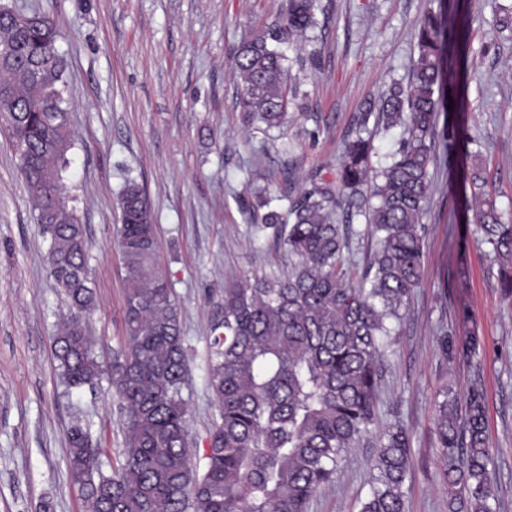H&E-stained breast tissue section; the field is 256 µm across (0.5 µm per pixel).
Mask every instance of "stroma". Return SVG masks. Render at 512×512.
Segmentation results:
<instances>
[{
	"instance_id": "35a3bbf8",
	"label": "stroma",
	"mask_w": 512,
	"mask_h": 512,
	"mask_svg": "<svg viewBox=\"0 0 512 512\" xmlns=\"http://www.w3.org/2000/svg\"><path fill=\"white\" fill-rule=\"evenodd\" d=\"M444 1L468 14L460 36L466 109L448 115L457 148L437 163L424 277L390 358L376 427L399 423L409 431L408 512H448L435 399L446 387L465 397L481 376L498 512H512V297L499 288L475 208L457 192L464 171L479 165L503 221L512 222V33L498 26L512 0H320L313 39L287 51L288 79L299 82L300 97L285 123L266 132L240 119L231 54L243 36L277 22L284 0H5L50 18L61 33L73 138L66 195L90 246L88 322L105 367L124 343L119 195L133 180L148 196L159 258L180 305L190 358L183 395L197 454L218 415L207 382L213 306L226 283L288 268L247 220L257 202L251 173L271 174L272 206L284 213L314 171L335 172L357 115L391 81H408L417 27ZM285 142L292 146L286 155L279 151ZM45 254L0 120V512H43L47 503L52 512H86L68 468L74 421L100 443L104 470L120 460L122 418L108 375L92 388L60 381L54 338L69 307ZM474 325L483 340L477 367L461 347ZM442 326L460 344L449 362L437 342ZM373 454L354 449L308 512H359Z\"/></svg>"
}]
</instances>
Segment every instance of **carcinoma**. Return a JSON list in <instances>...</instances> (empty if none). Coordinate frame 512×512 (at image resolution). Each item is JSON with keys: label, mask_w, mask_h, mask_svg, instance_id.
Listing matches in <instances>:
<instances>
[{"label": "carcinoma", "mask_w": 512, "mask_h": 512, "mask_svg": "<svg viewBox=\"0 0 512 512\" xmlns=\"http://www.w3.org/2000/svg\"><path fill=\"white\" fill-rule=\"evenodd\" d=\"M318 10L319 0H285L276 23L234 48L244 124H283L299 95L288 82L286 48L318 27ZM449 23L445 7L423 18L408 82L383 90L379 112L359 113L336 172L315 171L310 188L288 198L287 215L270 207L266 188L258 189V208L267 211L252 212L251 220L275 249L287 251L290 269L224 288L209 336L208 385L219 421L201 457L190 449L179 304L159 266L146 192L126 183L117 234L125 336L110 377L112 400L124 414L122 461L105 473L90 433L78 422L67 432L69 468L88 512H307L351 449L370 442L377 474L360 512H407L408 432L399 423L379 433L373 425L390 347L423 278L422 218L438 150L455 144L454 130L439 123L441 114L461 106L451 85L459 57L450 52ZM59 38L47 18L30 27L0 15V117L35 200L50 276L69 303L68 322L54 341L60 375L68 387L81 388L95 383L102 365L87 331L94 304L89 245L64 195L73 141ZM372 118L385 129L405 125V137L373 181L375 147L362 136ZM464 183L499 261L500 288L511 297L512 224L502 222L479 171ZM355 216L365 218L363 228L352 223ZM363 238L373 248L360 264L352 245ZM436 436L453 512H495L480 378L462 401L443 391Z\"/></svg>", "instance_id": "cac0c4a2"}]
</instances>
